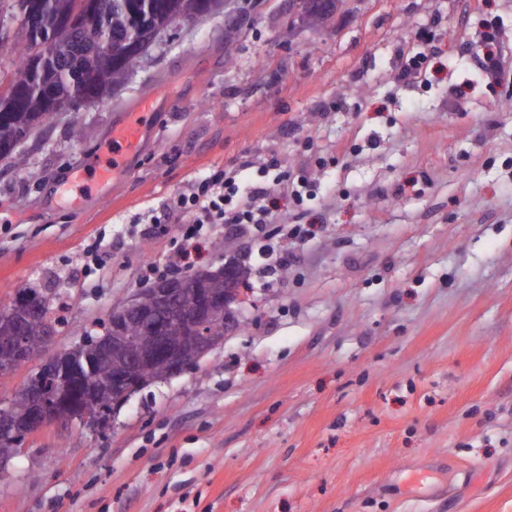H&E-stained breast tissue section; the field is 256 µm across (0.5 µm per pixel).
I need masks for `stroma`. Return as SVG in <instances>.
<instances>
[{
	"label": "stroma",
	"instance_id": "stroma-1",
	"mask_svg": "<svg viewBox=\"0 0 512 512\" xmlns=\"http://www.w3.org/2000/svg\"><path fill=\"white\" fill-rule=\"evenodd\" d=\"M288 0L182 25L111 101L0 161V308L53 294L72 345L167 264L146 214L216 166L273 162L309 188L258 256L253 230L210 225L195 266L247 256L243 325L196 366L115 407L91 432L27 440L0 512H512V0H345L304 28ZM498 27L504 84L476 69ZM442 58L402 79L421 35ZM153 95L107 200L74 170ZM107 264L87 270L91 249Z\"/></svg>",
	"mask_w": 512,
	"mask_h": 512
}]
</instances>
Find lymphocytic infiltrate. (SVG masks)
<instances>
[{"label": "lymphocytic infiltrate", "mask_w": 512, "mask_h": 512, "mask_svg": "<svg viewBox=\"0 0 512 512\" xmlns=\"http://www.w3.org/2000/svg\"><path fill=\"white\" fill-rule=\"evenodd\" d=\"M238 175L234 168L211 169L209 175L190 180L183 191L153 209L152 231L156 235H170L169 227L173 224L181 227L178 236H171L169 272H181L193 265L196 241L208 224L252 225L269 251L273 250L274 241L280 234L291 238L309 236L310 231L305 225L292 224L284 229L272 222L268 205L271 192L276 190L294 198L299 195L289 175L278 176L274 186L256 185L244 191L236 182Z\"/></svg>", "instance_id": "obj_1"}]
</instances>
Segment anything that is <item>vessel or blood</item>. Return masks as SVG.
<instances>
[{"instance_id": "1", "label": "vessel or blood", "mask_w": 512, "mask_h": 512, "mask_svg": "<svg viewBox=\"0 0 512 512\" xmlns=\"http://www.w3.org/2000/svg\"><path fill=\"white\" fill-rule=\"evenodd\" d=\"M151 112L150 99H143L137 111L113 129L106 151L93 160L91 170L78 172L77 182L93 192L111 184L126 156L136 148Z\"/></svg>"}]
</instances>
